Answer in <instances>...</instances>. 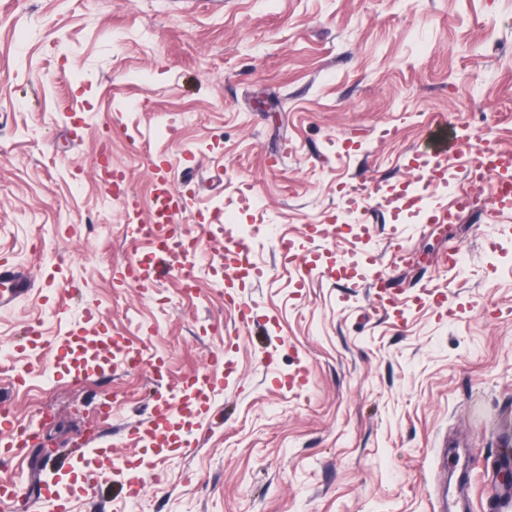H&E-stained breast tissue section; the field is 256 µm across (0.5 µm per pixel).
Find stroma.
<instances>
[{
    "label": "stroma",
    "mask_w": 512,
    "mask_h": 512,
    "mask_svg": "<svg viewBox=\"0 0 512 512\" xmlns=\"http://www.w3.org/2000/svg\"><path fill=\"white\" fill-rule=\"evenodd\" d=\"M489 113L512 152V0H0V263L33 285L0 311V404L58 450L0 428V483L37 512L58 483L70 512H491L512 209L362 193L450 206ZM158 169L196 279L130 285ZM163 403L159 448L133 430ZM84 438L113 463L91 485Z\"/></svg>",
    "instance_id": "1"
}]
</instances>
